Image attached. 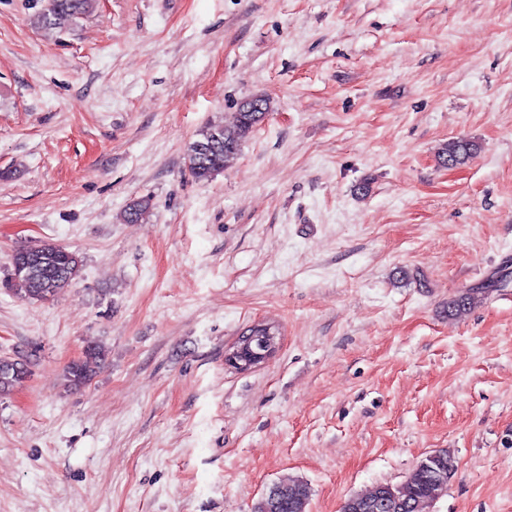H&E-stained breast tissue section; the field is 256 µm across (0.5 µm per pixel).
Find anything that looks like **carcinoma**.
Wrapping results in <instances>:
<instances>
[{
	"label": "carcinoma",
	"mask_w": 512,
	"mask_h": 512,
	"mask_svg": "<svg viewBox=\"0 0 512 512\" xmlns=\"http://www.w3.org/2000/svg\"><path fill=\"white\" fill-rule=\"evenodd\" d=\"M96 0H46L44 8L36 12L31 23L45 31L63 32L77 24L78 20L93 10ZM261 109L249 111L251 100L246 99L238 107L236 121L231 126L211 123L199 133L187 153V167L198 181H208L224 171L239 154L242 143L264 122L270 111L269 99L257 98ZM479 146L465 137L448 140L437 154L438 163L450 168L466 164L478 152ZM149 208L146 199L137 200L124 210L128 223L141 220ZM16 263L25 266L21 273L11 272L8 281L14 294L30 300L47 302L78 276L82 261L74 256L62 259L61 246L44 243L24 249ZM485 291L467 289L448 299V315L458 317L479 304ZM104 349L97 344L87 345L82 356L65 367V377L75 388L84 386L104 359ZM30 374L23 363L0 366V394L6 395L25 382ZM435 459L425 467L417 468L413 480L404 487V494L394 499L395 506L384 512H424L423 503L441 498L446 487L439 486L448 468L455 467L454 457L445 448L434 451ZM310 498L307 483L293 479L273 486L258 504L256 512H306Z\"/></svg>",
	"instance_id": "cac0c4a2"
}]
</instances>
